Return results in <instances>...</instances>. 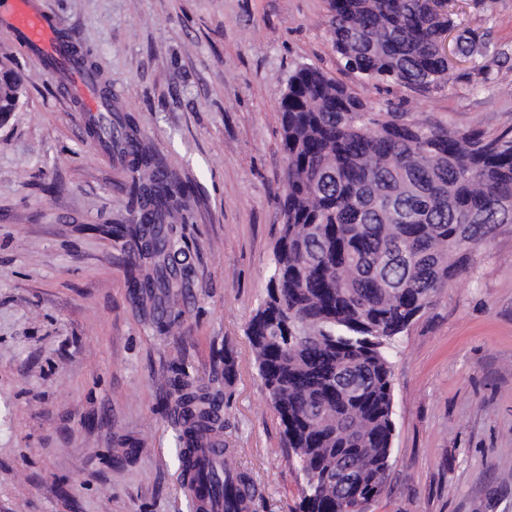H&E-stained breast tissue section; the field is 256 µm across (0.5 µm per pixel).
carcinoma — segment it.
Masks as SVG:
<instances>
[{"mask_svg": "<svg viewBox=\"0 0 512 512\" xmlns=\"http://www.w3.org/2000/svg\"><path fill=\"white\" fill-rule=\"evenodd\" d=\"M344 70L363 85L417 92L448 86L441 24L427 0H328ZM20 77H0V113L16 109ZM288 159L283 224L266 295L246 336L306 475L301 512H342L336 484L310 482L352 463L366 502L383 491L394 434L389 355L397 338L480 246L512 224V129L488 137L418 120L391 102L374 110L356 88L302 65L279 107ZM112 152L127 160L136 288H181L182 237L166 219L186 191L147 151L129 116L112 119ZM224 512H253L257 483L237 469L214 481Z\"/></svg>", "mask_w": 512, "mask_h": 512, "instance_id": "carcinoma-1", "label": "carcinoma"}]
</instances>
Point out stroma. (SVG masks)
Returning <instances> with one entry per match:
<instances>
[{
    "label": "stroma",
    "mask_w": 512,
    "mask_h": 512,
    "mask_svg": "<svg viewBox=\"0 0 512 512\" xmlns=\"http://www.w3.org/2000/svg\"><path fill=\"white\" fill-rule=\"evenodd\" d=\"M90 51L142 145L191 195L173 222L185 287L132 285L126 168L0 31L24 94L0 121V512H191L179 489L174 379L220 394L224 443L297 512L300 474L246 337L282 215L279 105L291 72L336 67L327 0H42ZM458 31L495 52L448 87L363 93L494 136L512 127V0H452ZM484 68L488 82L469 75ZM233 371L225 373L224 360ZM390 468L364 512H512V226L482 246L400 336Z\"/></svg>",
    "instance_id": "obj_1"
}]
</instances>
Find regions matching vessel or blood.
Masks as SVG:
<instances>
[{"label": "vessel or blood", "instance_id": "obj_1", "mask_svg": "<svg viewBox=\"0 0 512 512\" xmlns=\"http://www.w3.org/2000/svg\"><path fill=\"white\" fill-rule=\"evenodd\" d=\"M0 30L9 33L40 65L65 70L66 96L71 103L79 104L82 111L93 118L105 112L106 104L97 94V72L73 54L41 0H0ZM223 467L221 430L194 438L192 448L186 451L180 479L181 489L190 499L193 512H224L223 497L211 493L204 481L207 473Z\"/></svg>", "mask_w": 512, "mask_h": 512}]
</instances>
